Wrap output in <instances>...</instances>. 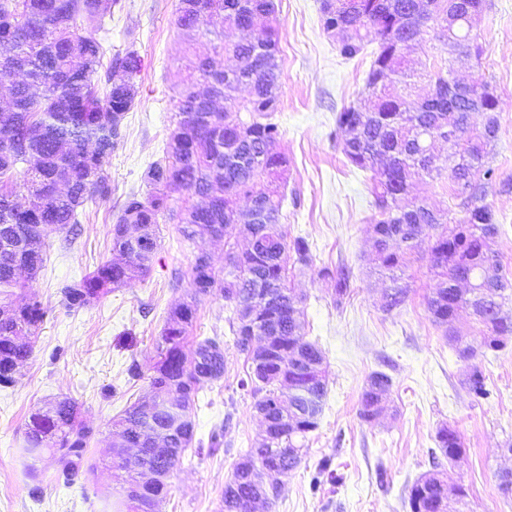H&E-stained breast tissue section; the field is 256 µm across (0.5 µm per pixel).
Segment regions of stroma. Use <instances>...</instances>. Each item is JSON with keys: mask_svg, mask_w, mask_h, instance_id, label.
<instances>
[{"mask_svg": "<svg viewBox=\"0 0 512 512\" xmlns=\"http://www.w3.org/2000/svg\"><path fill=\"white\" fill-rule=\"evenodd\" d=\"M112 18H83L79 32L112 50L133 48L141 59L137 97L124 120L123 137L105 165L112 193L86 202L78 237L44 239L47 262L26 283L45 310L33 354L14 385L0 386V512H116L122 484L104 468L113 421L150 392L147 376L130 377L132 363L148 364L175 307L189 295L198 251L223 268V242L184 241L177 212L187 195L173 193L172 215L159 223L160 238L148 275L112 290L93 306L70 310L60 302L62 284L80 281L111 257L110 230L127 195L144 194V173L165 155L177 121L174 104L199 77V57L223 60V50L192 38L176 24L178 0H122ZM279 35V105L272 115L281 131L278 151L288 158L281 220L289 236L306 237L310 266L290 278L304 297V334L325 356L328 392L320 425L310 434L301 464L280 476V495L270 512H410L411 485L440 468L468 495L462 512H512V495L499 492L498 475L512 469V342L478 356L486 397L465 385L461 361L444 328L436 326L425 299L436 284L427 245H420L405 270V304L381 307L386 278L374 264L370 218L371 174L348 165L336 138V114L356 103L364 89L375 43L356 57L340 55L325 33L321 0H276ZM472 33L480 60L454 61V75H481L496 89L499 132L492 166L496 180L486 200L501 226L492 247L512 278V0H485ZM347 265L350 294L335 304L330 282L318 271ZM221 294L203 298L190 341L217 339L227 358L224 376L203 383L192 412L195 438L179 469L168 478L161 512H220L224 485L235 465L262 435L255 399L242 390L248 364L229 328ZM392 379L382 414L367 422L359 401L372 372ZM73 399L94 430L89 461L94 471L67 484L49 453L25 456L23 432L37 409L59 397ZM455 429L465 451L455 462L441 457L435 440L441 426Z\"/></svg>", "mask_w": 512, "mask_h": 512, "instance_id": "35a3bbf8", "label": "stroma"}]
</instances>
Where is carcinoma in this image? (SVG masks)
I'll list each match as a JSON object with an SVG mask.
<instances>
[{
	"label": "carcinoma",
	"mask_w": 512,
	"mask_h": 512,
	"mask_svg": "<svg viewBox=\"0 0 512 512\" xmlns=\"http://www.w3.org/2000/svg\"><path fill=\"white\" fill-rule=\"evenodd\" d=\"M484 7V0H322L324 31L338 36L341 56L353 58L366 42L377 50L364 81L361 102L336 118L342 152L351 166L374 172L372 218L377 262L391 273L384 311L401 307L408 288L399 272L416 241L426 236L437 283L426 299L432 321L448 328L458 357L470 361L485 350L502 349L512 338V317L503 313L512 303V280L503 274L488 237L499 231V220L486 202L487 185L495 170L490 164L497 139L498 97L485 80L470 95L449 92L450 67L419 74L408 54L432 38L459 54L476 46L466 18V5ZM458 20L448 34V11ZM105 14L100 0H0V77H18L11 84L10 102L0 109V384L9 386L33 353L36 330L45 310L35 298L15 292L23 288L18 271L38 272L45 266L41 249L52 232L72 244L78 233V211L85 202L111 194L103 165L122 138L123 126L112 113L129 112L135 103L134 77L140 68L136 50L108 53L98 40L75 32L78 20ZM181 29L201 38L221 39L234 29H260L264 37L223 45L236 64L217 68L210 57L199 59L202 80L180 94L178 123L185 129L180 153L151 163L144 180L146 195L129 194L111 229L114 257L100 264L77 284L60 287L61 301L70 309L93 305L115 288L144 278L158 246L159 217L171 212L169 192L182 190L201 199L185 209L179 232L194 242L206 235L224 238V269H216L208 254L195 257L190 277V301L176 307L157 341L156 358L147 367L153 405L135 403L114 421L116 439L108 467L133 477L148 467L155 478L138 493L126 495L133 512H155L167 494L166 480L181 463L194 439L191 410L199 385L224 377V349L213 338L185 352L196 319L198 301L215 292L237 311L244 300L271 295L270 306L255 308L245 323L229 318L236 348L247 352L238 337L253 327L258 340L283 348L280 364L263 373L250 369L240 382L257 396L255 409L280 426L279 434L263 438L246 451L224 486L222 512H248L243 487L277 481L266 472L274 460L288 470L302 461L308 435L318 429L327 383L324 356L303 334L302 298L287 285L288 266L313 262L309 241L291 239L281 227L283 193L278 183L288 170V157L273 149L280 135L271 121L280 90V58L275 0H179ZM249 89L247 98L236 96ZM224 99V111L214 103ZM490 122L470 130L472 114ZM437 141L451 144L448 156L433 153ZM24 176V202L8 186L10 176ZM270 188L254 190L257 179ZM450 182L461 216L434 208L423 199L408 200L415 182ZM249 201L238 210L240 198ZM252 234L239 251L232 236ZM319 276L333 283L336 304L350 293L345 268L324 266ZM466 309L481 326L480 338L451 330ZM466 384L476 396L488 394L482 369L472 363ZM391 378L369 376L359 402V415L377 418L387 401ZM93 431L81 419L71 398L61 397L30 416L23 435L25 453L44 450L56 459L59 475L69 484L86 465ZM441 452L453 461L464 452L461 437L445 427L437 431ZM448 499L444 474L433 470L409 491L411 512H442Z\"/></svg>",
	"instance_id": "carcinoma-1"
}]
</instances>
